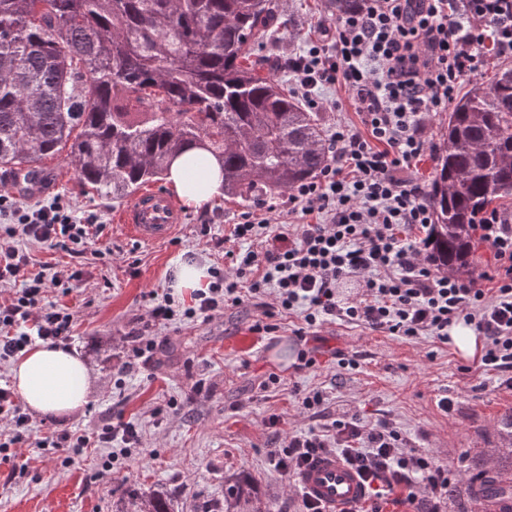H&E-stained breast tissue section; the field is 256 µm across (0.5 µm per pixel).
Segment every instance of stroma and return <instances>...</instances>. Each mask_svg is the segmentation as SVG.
Instances as JSON below:
<instances>
[{"mask_svg":"<svg viewBox=\"0 0 512 512\" xmlns=\"http://www.w3.org/2000/svg\"><path fill=\"white\" fill-rule=\"evenodd\" d=\"M274 10L273 34L255 55L271 62L272 77L287 86L292 77L282 61L302 52L319 21L336 11L331 0H274ZM43 165L40 186L29 194L0 166V191L30 208L59 197L106 226L82 260L81 280L46 294L74 315L69 345L87 358L93 392L75 417L33 414L29 439L15 457L0 459V512H134L131 500L141 491L164 492L174 512H224V496L235 485L248 492L250 512H299L301 498L274 468L270 451L288 435L322 426L300 406V392L309 390L322 391L329 410L344 407L368 423L391 419L411 448L457 471L450 512H476L466 491L497 447L499 419L512 412V389L496 372L469 365L452 345L429 337L407 340L338 320L311 329L304 343L293 334L302 325L295 314L276 315V332L256 333L260 311L246 303L172 323L158 363L118 377L127 355L123 338L134 320L146 318L148 295L171 292L180 258L231 269L224 252L240 250L229 236L247 206L220 197L183 207L176 242L141 244L115 229L119 203L80 185L67 153ZM204 223L211 228L206 237ZM222 238L225 248L214 247ZM306 344L317 348V363L301 370L297 355ZM341 356L356 367L339 368ZM271 373L280 384L258 390ZM198 381L205 385L200 394L193 389ZM445 396L454 401L448 412L438 405ZM115 413L139 432L129 453L36 445L46 432H88Z\"/></svg>","mask_w":512,"mask_h":512,"instance_id":"1","label":"stroma"}]
</instances>
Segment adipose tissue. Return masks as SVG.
<instances>
[{"instance_id": "1", "label": "adipose tissue", "mask_w": 512, "mask_h": 512, "mask_svg": "<svg viewBox=\"0 0 512 512\" xmlns=\"http://www.w3.org/2000/svg\"><path fill=\"white\" fill-rule=\"evenodd\" d=\"M201 155L198 148L187 151L171 162L166 175L179 199L188 206L196 207L224 194V174L216 158L205 157L204 168L187 169V161ZM194 177L201 183L199 190L186 192L185 182ZM12 380L21 400L44 415L70 418L90 401L89 366L77 353L64 348L34 346L14 364Z\"/></svg>"}]
</instances>
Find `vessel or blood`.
I'll return each instance as SVG.
<instances>
[{"instance_id": "b4317fda", "label": "vessel or blood", "mask_w": 512, "mask_h": 512, "mask_svg": "<svg viewBox=\"0 0 512 512\" xmlns=\"http://www.w3.org/2000/svg\"><path fill=\"white\" fill-rule=\"evenodd\" d=\"M115 219L133 240L159 244L178 232L183 213L168 193L155 188L134 193ZM295 488L324 505L326 512H352L366 495L355 470L333 455L304 465L297 473Z\"/></svg>"}]
</instances>
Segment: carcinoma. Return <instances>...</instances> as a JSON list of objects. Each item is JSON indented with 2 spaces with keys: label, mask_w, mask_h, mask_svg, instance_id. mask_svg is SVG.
<instances>
[{
  "label": "carcinoma",
  "mask_w": 512,
  "mask_h": 512,
  "mask_svg": "<svg viewBox=\"0 0 512 512\" xmlns=\"http://www.w3.org/2000/svg\"><path fill=\"white\" fill-rule=\"evenodd\" d=\"M273 0H0V164L36 173L68 150L119 201L186 149L222 162L224 195L258 203L328 161L319 113L251 59ZM512 196V67L457 97L427 198L434 262L467 270L473 216ZM137 512H170L153 492Z\"/></svg>",
  "instance_id": "cac0c4a2"
}]
</instances>
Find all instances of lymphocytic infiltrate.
I'll return each mask as SVG.
<instances>
[{"instance_id": "obj_1", "label": "lymphocytic infiltrate", "mask_w": 512, "mask_h": 512, "mask_svg": "<svg viewBox=\"0 0 512 512\" xmlns=\"http://www.w3.org/2000/svg\"><path fill=\"white\" fill-rule=\"evenodd\" d=\"M319 36L303 54L290 58L292 89L312 112L324 109L317 90L339 85L348 92L360 127L336 125L327 141L328 161L319 175L293 188L278 215L243 212L232 230L244 250L230 252L234 275L211 268L207 291L185 307L165 296L148 311L145 328L125 341L131 359L125 372L149 368L167 340L146 336V328L254 301L264 320L276 313H299L314 328L328 320L364 324L391 336H428L447 342L457 321L482 339L480 366L505 374L512 386V210L486 209L476 215L473 241L490 256L478 276L440 269L427 255V239L407 238L408 230L427 229L432 211L423 186L408 177L413 161L426 151L423 118L444 112L464 79L485 64L484 48L512 56V0H360L334 20L318 24ZM0 287L16 284L0 303V361L40 340L68 342L73 316L46 302L48 283L60 273L26 275L31 259L11 245L16 232L82 257L104 230L97 216H77L70 202L57 198L38 209L23 208L0 194ZM315 223H308L310 215ZM295 228L276 231L277 219ZM274 304H266L267 292ZM10 421L0 455L29 434L31 417L13 391L0 387V417ZM137 429L123 419L76 435L49 433L42 448H110L131 443ZM321 454L341 457L358 472L373 500L406 492L422 512H443L456 479L454 470L426 452L408 448L390 420L364 422L342 413L321 428L289 436L270 457L287 474Z\"/></svg>"}]
</instances>
